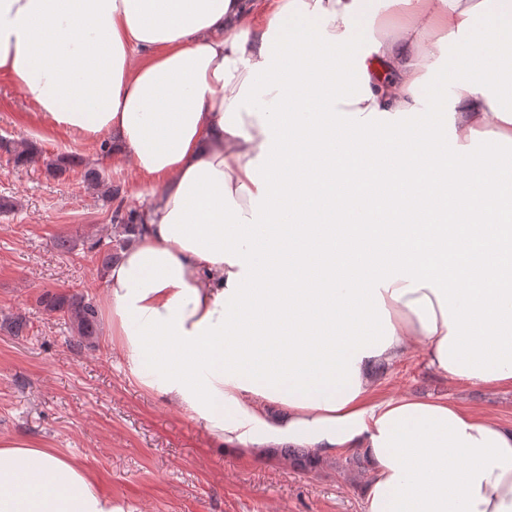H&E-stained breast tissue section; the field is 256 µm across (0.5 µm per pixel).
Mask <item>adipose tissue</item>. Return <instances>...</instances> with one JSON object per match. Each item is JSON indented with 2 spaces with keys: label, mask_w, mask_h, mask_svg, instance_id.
Listing matches in <instances>:
<instances>
[{
  "label": "adipose tissue",
  "mask_w": 512,
  "mask_h": 512,
  "mask_svg": "<svg viewBox=\"0 0 512 512\" xmlns=\"http://www.w3.org/2000/svg\"><path fill=\"white\" fill-rule=\"evenodd\" d=\"M384 5L388 36L373 0H0V74L152 186L101 302L146 392L237 453L364 452L365 512H512V428L370 373L418 346L512 386V0ZM359 176L411 223L318 233ZM0 512L125 510L16 437Z\"/></svg>",
  "instance_id": "ef3b65f1"
}]
</instances>
